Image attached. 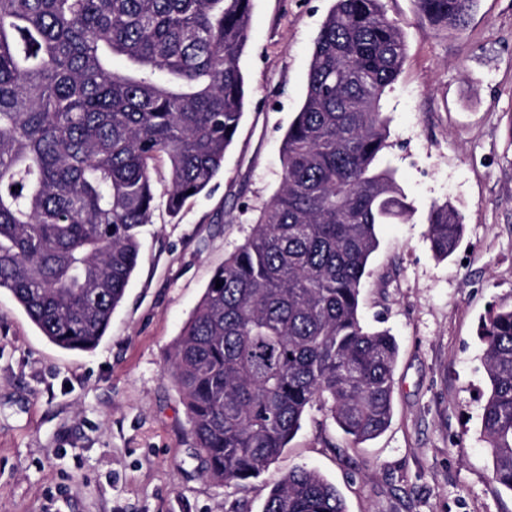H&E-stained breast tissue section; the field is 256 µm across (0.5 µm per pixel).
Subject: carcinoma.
Segmentation results:
<instances>
[{"mask_svg": "<svg viewBox=\"0 0 512 512\" xmlns=\"http://www.w3.org/2000/svg\"><path fill=\"white\" fill-rule=\"evenodd\" d=\"M415 3L448 30L476 0ZM251 10L252 0H0V289L58 347H96L124 300L157 207L155 161L168 160L172 215L223 168L245 111ZM405 57L383 0H334L282 140L279 189L169 355L214 483L258 478L315 405L356 443L391 421L398 347L364 324L360 290L378 226L414 214L379 165L390 147L383 98ZM425 223L432 251L448 257L458 211L435 202ZM480 340L492 479L512 491V309H490ZM263 512L346 510L298 466Z\"/></svg>", "mask_w": 512, "mask_h": 512, "instance_id": "carcinoma-1", "label": "carcinoma"}]
</instances>
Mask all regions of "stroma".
Instances as JSON below:
<instances>
[{
    "instance_id": "1",
    "label": "stroma",
    "mask_w": 512,
    "mask_h": 512,
    "mask_svg": "<svg viewBox=\"0 0 512 512\" xmlns=\"http://www.w3.org/2000/svg\"><path fill=\"white\" fill-rule=\"evenodd\" d=\"M384 4L407 52L384 99L382 163L416 208L409 222L381 225L360 296L365 322L398 343L389 427L356 444L311 408L259 478L222 486L202 475L168 373L211 277L280 185L282 139L333 5L253 0L247 104L224 168L177 215L157 206L99 344L55 346L0 291V512H229L238 501L263 512L297 465L332 483L347 512H512L481 431L478 336L490 307H512V0H477L466 27L448 31L422 20L414 0ZM444 201L464 232L440 260L424 217Z\"/></svg>"
}]
</instances>
